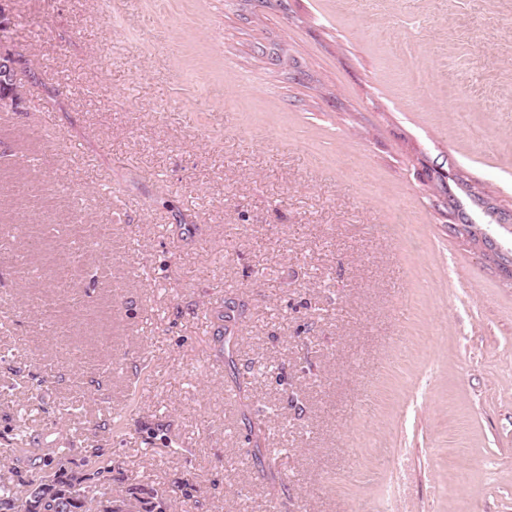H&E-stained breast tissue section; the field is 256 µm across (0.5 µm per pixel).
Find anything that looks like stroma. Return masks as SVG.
Wrapping results in <instances>:
<instances>
[{
  "instance_id": "stroma-1",
  "label": "stroma",
  "mask_w": 512,
  "mask_h": 512,
  "mask_svg": "<svg viewBox=\"0 0 512 512\" xmlns=\"http://www.w3.org/2000/svg\"><path fill=\"white\" fill-rule=\"evenodd\" d=\"M8 9L1 470L59 448L166 512H512V280L450 230L512 248V0Z\"/></svg>"
}]
</instances>
